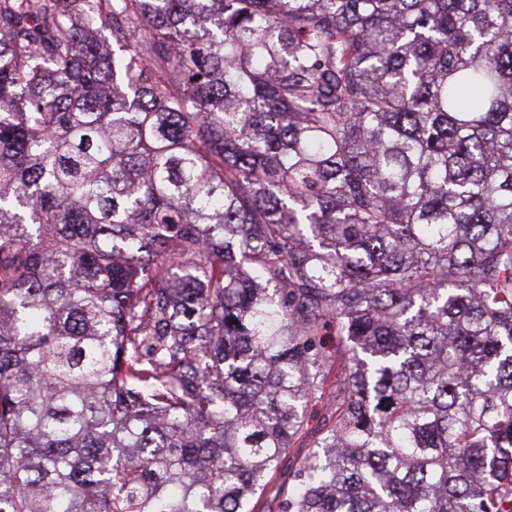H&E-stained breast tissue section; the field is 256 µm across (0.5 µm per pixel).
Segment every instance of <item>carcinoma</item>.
Wrapping results in <instances>:
<instances>
[{
  "label": "carcinoma",
  "instance_id": "1",
  "mask_svg": "<svg viewBox=\"0 0 512 512\" xmlns=\"http://www.w3.org/2000/svg\"><path fill=\"white\" fill-rule=\"evenodd\" d=\"M333 375L279 512H512V0H0V512H256Z\"/></svg>",
  "mask_w": 512,
  "mask_h": 512
}]
</instances>
